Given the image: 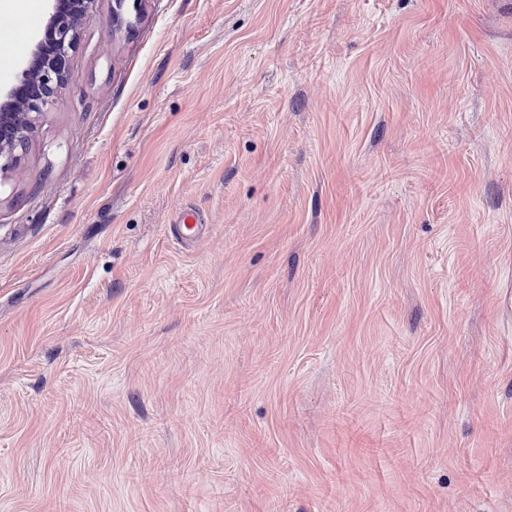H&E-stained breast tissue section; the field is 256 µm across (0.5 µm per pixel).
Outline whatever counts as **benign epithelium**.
<instances>
[{
  "instance_id": "7a95c632",
  "label": "benign epithelium",
  "mask_w": 512,
  "mask_h": 512,
  "mask_svg": "<svg viewBox=\"0 0 512 512\" xmlns=\"http://www.w3.org/2000/svg\"><path fill=\"white\" fill-rule=\"evenodd\" d=\"M43 32L20 50L22 66L15 77L0 81V172L19 164L39 118L56 102L76 50L81 21L99 0H47Z\"/></svg>"
}]
</instances>
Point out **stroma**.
Here are the masks:
<instances>
[{
	"mask_svg": "<svg viewBox=\"0 0 512 512\" xmlns=\"http://www.w3.org/2000/svg\"><path fill=\"white\" fill-rule=\"evenodd\" d=\"M0 512H512V0H100L0 177Z\"/></svg>",
	"mask_w": 512,
	"mask_h": 512,
	"instance_id": "obj_1",
	"label": "stroma"
}]
</instances>
